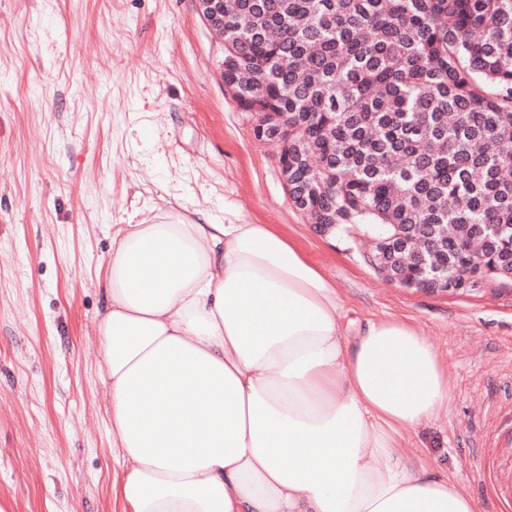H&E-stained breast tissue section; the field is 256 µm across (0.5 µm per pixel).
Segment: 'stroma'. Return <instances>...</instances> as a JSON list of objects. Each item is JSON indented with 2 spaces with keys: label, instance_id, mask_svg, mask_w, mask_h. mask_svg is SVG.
<instances>
[{
  "label": "stroma",
  "instance_id": "obj_1",
  "mask_svg": "<svg viewBox=\"0 0 512 512\" xmlns=\"http://www.w3.org/2000/svg\"><path fill=\"white\" fill-rule=\"evenodd\" d=\"M223 61L196 0H0V498L11 512H120L97 276L113 225L173 208L276 225L356 324L423 329L448 398L401 453L501 512L488 474L512 467V282L426 294L379 276L362 236L318 235Z\"/></svg>",
  "mask_w": 512,
  "mask_h": 512
}]
</instances>
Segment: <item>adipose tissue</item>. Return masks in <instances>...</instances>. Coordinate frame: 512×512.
<instances>
[{
  "instance_id": "adipose-tissue-1",
  "label": "adipose tissue",
  "mask_w": 512,
  "mask_h": 512,
  "mask_svg": "<svg viewBox=\"0 0 512 512\" xmlns=\"http://www.w3.org/2000/svg\"><path fill=\"white\" fill-rule=\"evenodd\" d=\"M99 290L122 512H478L396 453L448 396L422 331H350L274 226L116 225Z\"/></svg>"
}]
</instances>
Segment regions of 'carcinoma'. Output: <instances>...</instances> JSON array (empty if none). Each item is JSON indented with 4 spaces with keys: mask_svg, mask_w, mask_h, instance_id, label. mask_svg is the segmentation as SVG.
<instances>
[{
    "mask_svg": "<svg viewBox=\"0 0 512 512\" xmlns=\"http://www.w3.org/2000/svg\"><path fill=\"white\" fill-rule=\"evenodd\" d=\"M224 80L288 113V162L311 220L435 251L406 276H483L475 227L512 235V0H224Z\"/></svg>",
    "mask_w": 512,
    "mask_h": 512,
    "instance_id": "1",
    "label": "carcinoma"
}]
</instances>
